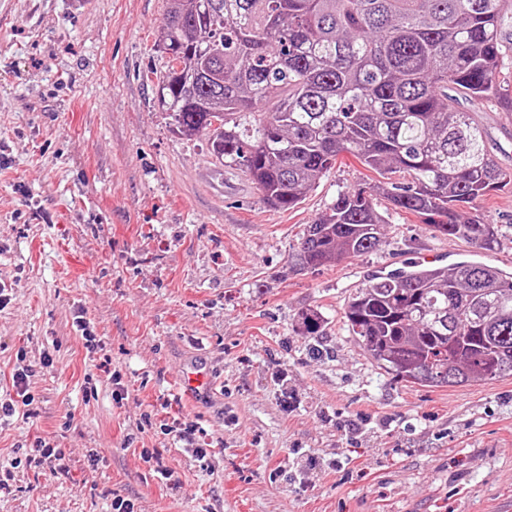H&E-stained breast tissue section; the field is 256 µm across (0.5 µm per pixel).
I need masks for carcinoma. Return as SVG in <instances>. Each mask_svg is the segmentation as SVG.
<instances>
[{
	"label": "carcinoma",
	"mask_w": 512,
	"mask_h": 512,
	"mask_svg": "<svg viewBox=\"0 0 512 512\" xmlns=\"http://www.w3.org/2000/svg\"><path fill=\"white\" fill-rule=\"evenodd\" d=\"M156 90L178 135L208 137L275 209L295 208L349 155L382 178L389 209L484 249L499 228L459 209L512 187L461 100L512 110L502 0H172ZM386 218L364 187L307 225L298 265L371 252ZM343 319L368 355L434 387L512 376V276L471 263L388 275Z\"/></svg>",
	"instance_id": "1"
}]
</instances>
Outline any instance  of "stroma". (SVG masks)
<instances>
[{
	"label": "stroma",
	"mask_w": 512,
	"mask_h": 512,
	"mask_svg": "<svg viewBox=\"0 0 512 512\" xmlns=\"http://www.w3.org/2000/svg\"><path fill=\"white\" fill-rule=\"evenodd\" d=\"M169 7L0 0V394L25 351L37 409L0 422V512H110L117 495L138 512H512V377L405 382L342 319L356 288L426 254L502 266L512 191L462 211L498 225L493 249L393 211L378 249L300 269L307 224L377 176L341 157L279 210L205 138L172 133L144 79ZM462 109L512 168V111ZM200 357L213 387L189 396L177 377ZM175 418L199 424L206 458L161 432ZM38 437L67 472L15 466Z\"/></svg>",
	"instance_id": "35a3bbf8"
}]
</instances>
